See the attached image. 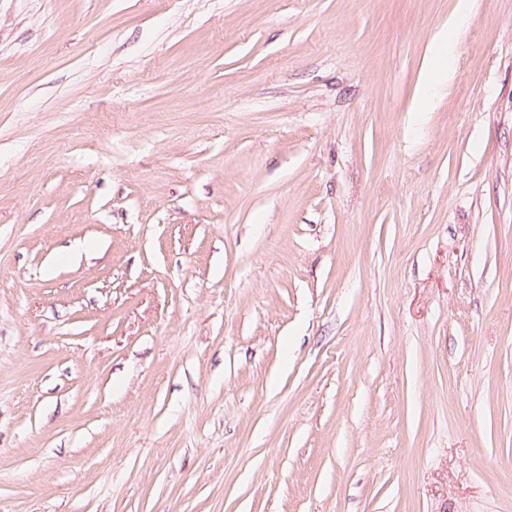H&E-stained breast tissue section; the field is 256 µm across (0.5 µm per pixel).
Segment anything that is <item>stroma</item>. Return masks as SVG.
I'll return each mask as SVG.
<instances>
[{"label": "stroma", "mask_w": 512, "mask_h": 512, "mask_svg": "<svg viewBox=\"0 0 512 512\" xmlns=\"http://www.w3.org/2000/svg\"><path fill=\"white\" fill-rule=\"evenodd\" d=\"M456 4L0 0V512H512V0L440 61Z\"/></svg>", "instance_id": "35a3bbf8"}]
</instances>
